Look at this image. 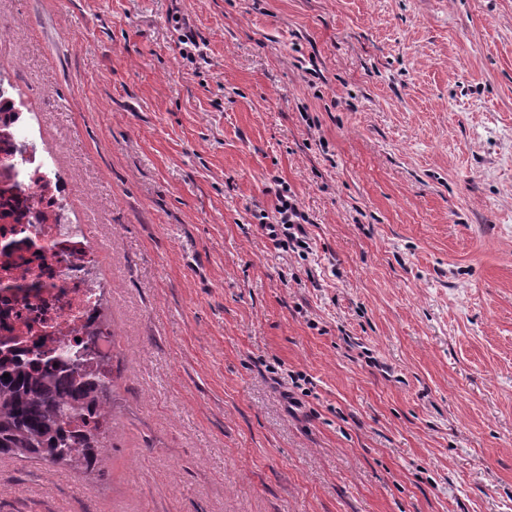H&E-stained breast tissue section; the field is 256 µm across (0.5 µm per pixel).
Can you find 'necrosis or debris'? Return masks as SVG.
I'll return each instance as SVG.
<instances>
[{"instance_id":"1","label":"necrosis or debris","mask_w":512,"mask_h":512,"mask_svg":"<svg viewBox=\"0 0 512 512\" xmlns=\"http://www.w3.org/2000/svg\"><path fill=\"white\" fill-rule=\"evenodd\" d=\"M7 138L11 151L0 152V182L30 195L40 193V180L59 182L29 113H17ZM51 213L49 224L0 219V340L37 342L46 350L112 334L97 316L105 290L94 275V241L71 222L63 193H55Z\"/></svg>"}]
</instances>
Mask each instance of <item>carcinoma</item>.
Listing matches in <instances>:
<instances>
[{
	"label": "carcinoma",
	"instance_id": "cac0c4a2",
	"mask_svg": "<svg viewBox=\"0 0 512 512\" xmlns=\"http://www.w3.org/2000/svg\"><path fill=\"white\" fill-rule=\"evenodd\" d=\"M85 350L79 344L50 356L34 346L25 361L12 348L0 351V457L83 473L101 466L115 424L113 358L75 363Z\"/></svg>",
	"mask_w": 512,
	"mask_h": 512
}]
</instances>
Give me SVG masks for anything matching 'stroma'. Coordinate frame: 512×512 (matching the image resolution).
Segmentation results:
<instances>
[{
    "label": "stroma",
    "instance_id": "35a3bbf8",
    "mask_svg": "<svg viewBox=\"0 0 512 512\" xmlns=\"http://www.w3.org/2000/svg\"><path fill=\"white\" fill-rule=\"evenodd\" d=\"M0 77L121 402L100 472L1 457L0 512H512V0H0ZM288 193L285 195L277 194L275 212L279 215L277 224H282L284 229V236L288 238V248L290 244L293 247H300L303 249H309V244L304 240L306 231L303 224H309V218L305 215L304 211L300 209L296 196L291 192V189L287 188L283 191Z\"/></svg>",
    "mask_w": 512,
    "mask_h": 512
}]
</instances>
